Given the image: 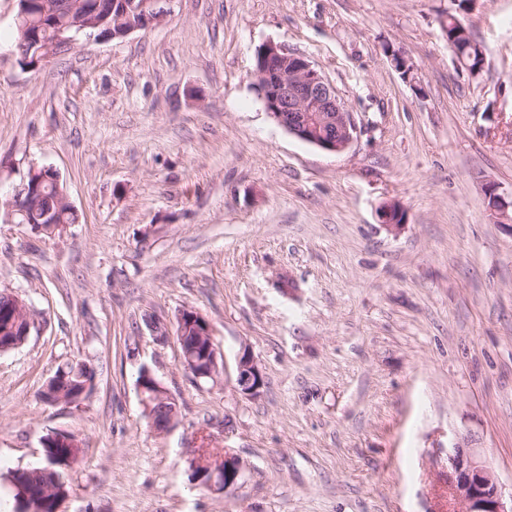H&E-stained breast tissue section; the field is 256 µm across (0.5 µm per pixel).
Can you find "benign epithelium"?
<instances>
[{
	"instance_id": "obj_1",
	"label": "benign epithelium",
	"mask_w": 512,
	"mask_h": 512,
	"mask_svg": "<svg viewBox=\"0 0 512 512\" xmlns=\"http://www.w3.org/2000/svg\"><path fill=\"white\" fill-rule=\"evenodd\" d=\"M82 9L76 22L65 25L56 31L55 41L71 47L86 37V33L96 23L84 0H75ZM162 0H129V6H138L140 23L126 31L131 34L146 30L159 23L164 9L159 7ZM256 84L269 114L288 133L324 151L340 153L357 138L359 130L351 112L336 94L323 75L305 57L290 53L281 46L268 42L259 49L254 71ZM30 184H21L7 197L10 213H26L31 201L41 198L42 184L47 180L59 181V176L51 168L32 169ZM486 196L491 200V208L499 223L512 222L508 213L509 205L498 193V186L489 183L485 187ZM379 222L390 228L399 227L405 217L400 203L391 201L382 204L377 212ZM179 328L176 334L180 347V360L196 379H216L219 374V353L214 344L211 326L195 310H184L178 317ZM194 337L193 341L186 337ZM143 377L138 386L148 411L159 406L167 413L165 428H170L177 417L178 409L171 404L173 397L156 379L149 369H141ZM236 386L245 395L256 396L265 385L264 374L247 346L241 347L236 356ZM66 379L49 381L44 390L45 400L50 403H77L82 393L65 395ZM193 470L209 476L208 487L226 490L240 478L243 464L239 457L226 448L224 451L206 453L195 449L192 459ZM29 469L14 470V485L19 491L17 501L20 512H45L47 502L53 504V512H60L64 498L59 490L51 485L31 489L25 478ZM448 498L464 506L463 512H512V494L507 496L492 469L467 445L457 442L448 449Z\"/></svg>"
}]
</instances>
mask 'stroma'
Masks as SVG:
<instances>
[{"instance_id":"1","label":"stroma","mask_w":512,"mask_h":512,"mask_svg":"<svg viewBox=\"0 0 512 512\" xmlns=\"http://www.w3.org/2000/svg\"><path fill=\"white\" fill-rule=\"evenodd\" d=\"M16 14L0 0V189L52 168L79 221L47 237L0 206V290L35 321L0 353V512H17L4 474L54 432L84 446L61 512H448L464 439L512 489V227L485 195H512V0H172L149 29L34 67ZM451 14L486 50L478 77ZM267 42L335 87L360 129L345 151L268 113ZM393 200L396 230L377 218ZM186 309L212 327L217 381L180 362ZM244 345L254 397L233 387ZM76 360L92 391L45 402ZM144 367L179 406L163 433ZM203 440L243 462L229 490L196 488ZM235 372L237 389L245 395L256 396L265 385L264 374L247 346L236 356Z\"/></svg>"}]
</instances>
